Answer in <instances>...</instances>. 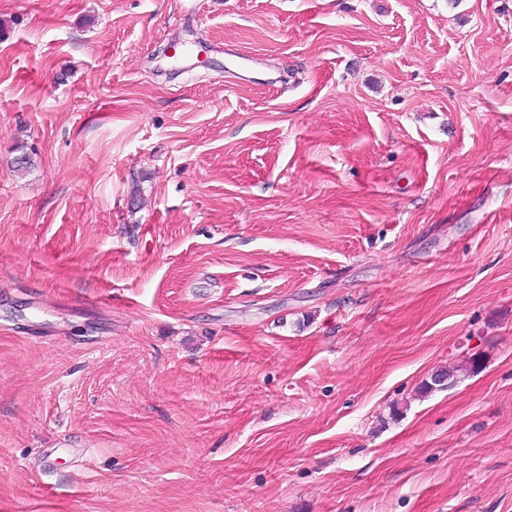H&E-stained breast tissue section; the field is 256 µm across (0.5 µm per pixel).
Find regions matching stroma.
Segmentation results:
<instances>
[{"mask_svg":"<svg viewBox=\"0 0 512 512\" xmlns=\"http://www.w3.org/2000/svg\"><path fill=\"white\" fill-rule=\"evenodd\" d=\"M0 512H512V0H0Z\"/></svg>","mask_w":512,"mask_h":512,"instance_id":"35a3bbf8","label":"stroma"}]
</instances>
